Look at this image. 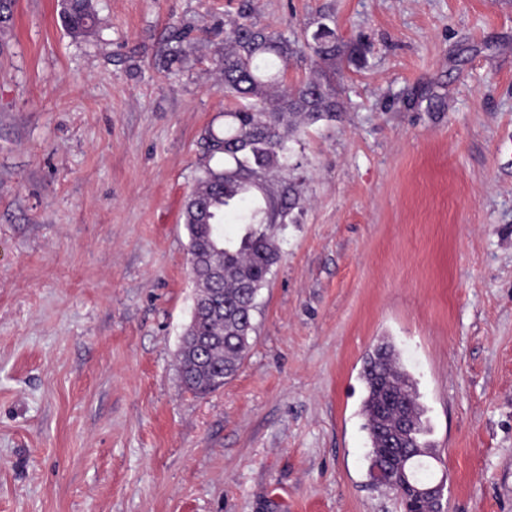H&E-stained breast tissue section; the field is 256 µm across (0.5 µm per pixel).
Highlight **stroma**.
Returning a JSON list of instances; mask_svg holds the SVG:
<instances>
[{
  "label": "stroma",
  "instance_id": "1",
  "mask_svg": "<svg viewBox=\"0 0 512 512\" xmlns=\"http://www.w3.org/2000/svg\"><path fill=\"white\" fill-rule=\"evenodd\" d=\"M239 0H17L0 49V512H403L368 474L360 374L389 338L447 512H512V0H251L363 41L296 159L252 345L197 397L181 214L231 104ZM199 45L162 67L168 36ZM61 19L74 37H85L96 25L93 0H61Z\"/></svg>",
  "mask_w": 512,
  "mask_h": 512
}]
</instances>
